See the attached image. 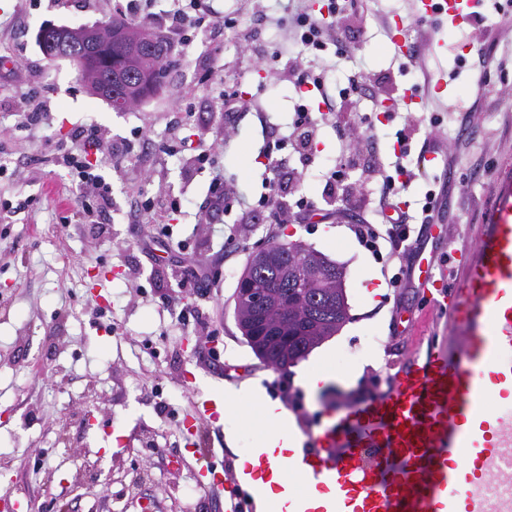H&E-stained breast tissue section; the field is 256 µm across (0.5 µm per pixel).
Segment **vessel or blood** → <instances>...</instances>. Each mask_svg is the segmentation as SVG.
Instances as JSON below:
<instances>
[{
    "instance_id": "vessel-or-blood-1",
    "label": "vessel or blood",
    "mask_w": 512,
    "mask_h": 512,
    "mask_svg": "<svg viewBox=\"0 0 512 512\" xmlns=\"http://www.w3.org/2000/svg\"><path fill=\"white\" fill-rule=\"evenodd\" d=\"M474 0H419L423 14L458 22ZM420 287L438 292L462 336L413 363L393 389L349 408L321 434L255 442L230 469L269 486L279 512H512V173L499 177L476 252L445 292L434 256L417 254ZM502 403L490 406V392ZM291 460L301 487L286 482ZM327 495L317 503L312 488Z\"/></svg>"
}]
</instances>
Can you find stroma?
<instances>
[{
  "instance_id": "stroma-1",
  "label": "stroma",
  "mask_w": 512,
  "mask_h": 512,
  "mask_svg": "<svg viewBox=\"0 0 512 512\" xmlns=\"http://www.w3.org/2000/svg\"><path fill=\"white\" fill-rule=\"evenodd\" d=\"M482 24L427 18L414 25L417 0H360L356 13L336 22L342 52L328 86L343 88L357 63L366 66V92L334 104L314 144L316 162L292 181L286 200L320 207L322 221L271 223L258 216L240 223L239 210L208 211L212 169H220L242 200L265 191L267 142L286 135L294 94L280 67L260 72L235 42L198 31L164 87L135 108L118 111L90 95L76 65L47 60L37 36L48 25L89 27L123 14L125 0H0V201L18 204L0 219V501H18L38 512H226L223 491L198 486V461L225 476L228 459L243 456L255 441L254 412L225 413L218 422L186 428L202 397H223L228 386L257 380L267 395L285 404L300 437L318 434L333 415L390 390L410 361L447 340L454 327L427 290L394 288L386 255H374L351 230L361 223L360 200L376 187L351 173L347 195L324 193L322 163L356 144L373 167L388 164L393 135L410 110L405 99L421 85L426 100L419 117L465 103L467 115L428 124L412 154L447 149L448 160L408 186L404 200L416 203L434 184H446L444 236H427L440 275L451 276L448 252L473 247L486 220L500 172L512 165V4L498 14L495 0H479ZM289 0H213L220 14L239 16L262 42L288 47V26L276 25ZM403 21L410 65L390 40V26ZM506 46L503 62L475 65L478 49L491 40ZM216 59L221 79H199ZM441 73L456 79L443 96L427 87ZM251 100L249 110L225 122L217 100L224 87ZM41 95L48 116L39 126L18 127V90ZM191 104L185 135L214 144L212 168L186 172L182 157L163 153L172 136L174 111ZM371 114L377 128L367 137L356 116ZM92 124L102 135L98 165L112 185L106 217L110 236H93L78 212V189L64 170L48 163L51 145H65L73 127ZM148 136L121 170L111 156L136 128ZM166 193L180 200L177 213L134 223L143 195ZM174 240L193 247L182 255L158 243L161 225ZM238 227L226 239V225ZM310 246L346 270L348 321L328 343L335 349V377L317 391L295 381L294 368L263 363L242 336L234 315L238 281L253 253L274 240ZM189 266L207 268L210 280L186 283ZM382 293L367 303L366 276ZM404 311L406 320L394 315ZM376 361H368V354ZM141 474L131 485L133 474Z\"/></svg>"
}]
</instances>
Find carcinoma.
Masks as SVG:
<instances>
[{"instance_id": "carcinoma-1", "label": "carcinoma", "mask_w": 512, "mask_h": 512, "mask_svg": "<svg viewBox=\"0 0 512 512\" xmlns=\"http://www.w3.org/2000/svg\"><path fill=\"white\" fill-rule=\"evenodd\" d=\"M112 31V45L95 51L85 67L81 62L87 52L83 31L46 27L41 33L66 42L68 50L60 57L80 66V76L93 93L110 76L112 91L126 97L131 108L145 92H154L165 83L173 59L167 44L142 57L138 50L141 31L124 22H112ZM343 278V267L336 261L296 243L275 240L258 251L238 286L252 279L267 291L273 304L270 321L251 312L242 294L236 295L237 322L255 354L285 369L335 335L348 320Z\"/></svg>"}]
</instances>
